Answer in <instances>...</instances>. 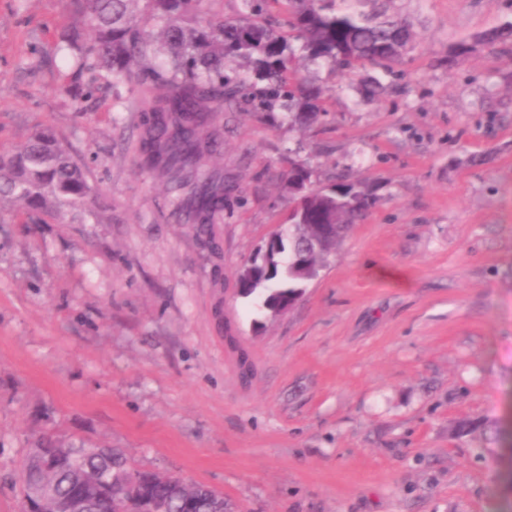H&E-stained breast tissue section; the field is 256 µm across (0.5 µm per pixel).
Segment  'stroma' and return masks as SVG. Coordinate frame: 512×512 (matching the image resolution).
Wrapping results in <instances>:
<instances>
[{
  "instance_id": "35a3bbf8",
  "label": "stroma",
  "mask_w": 512,
  "mask_h": 512,
  "mask_svg": "<svg viewBox=\"0 0 512 512\" xmlns=\"http://www.w3.org/2000/svg\"><path fill=\"white\" fill-rule=\"evenodd\" d=\"M413 47L398 89L334 88L315 135L224 115L213 158L236 203L209 261L140 172L137 113L59 89L69 0H0V150L54 129L90 167L101 221L0 208V512H21L27 450L51 433L126 449L236 512H512V51L449 47L512 0H392ZM352 165L378 202L285 315L236 292L288 214L290 149Z\"/></svg>"
}]
</instances>
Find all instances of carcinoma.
Here are the masks:
<instances>
[{"instance_id": "1", "label": "carcinoma", "mask_w": 512, "mask_h": 512, "mask_svg": "<svg viewBox=\"0 0 512 512\" xmlns=\"http://www.w3.org/2000/svg\"><path fill=\"white\" fill-rule=\"evenodd\" d=\"M390 0H242L243 17L212 15L201 21L203 0H70L71 28L60 36L75 66L63 75L62 91L81 113L92 110L96 86L128 84L126 110L140 113L133 150L141 171L158 173L166 183L173 213L193 225L207 256L220 252L212 222L230 198L224 176L213 172L209 156L219 141L217 118L239 112L288 129L324 127L328 98L301 76L318 60L334 70L362 66L394 73L413 42L410 24L388 14ZM512 42V19L484 31L474 42L496 49ZM242 59L245 70L226 65ZM281 188L292 207L279 230L297 262L282 266L253 260L254 278L237 283L251 309L266 316L297 302L296 289L308 275L329 264L354 225L362 223L378 199L371 187L353 181L347 170L324 181L306 163L284 165ZM96 186L88 165L63 138L37 126L26 142L0 151V200L53 220L99 222L92 207ZM42 455L27 454L21 494L48 474L62 504L75 492L77 471L96 472L99 484L81 491L83 512H183L174 484L153 486L142 500L124 496L128 458L121 448L96 451L44 435L31 444ZM195 512H231L224 494L207 486Z\"/></svg>"}]
</instances>
